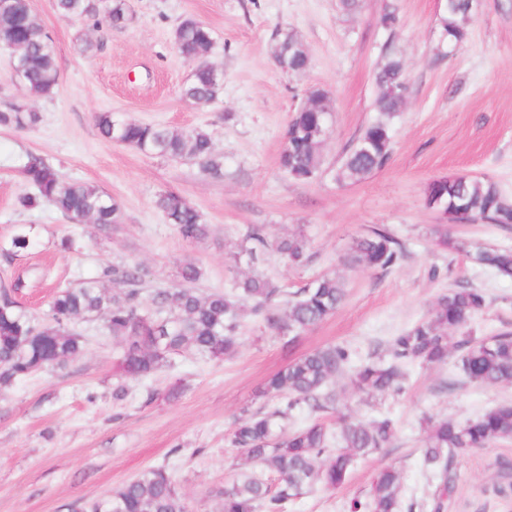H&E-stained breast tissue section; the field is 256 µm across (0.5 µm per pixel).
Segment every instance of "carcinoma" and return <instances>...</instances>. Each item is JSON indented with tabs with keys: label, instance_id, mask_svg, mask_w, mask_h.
<instances>
[{
	"label": "carcinoma",
	"instance_id": "obj_1",
	"mask_svg": "<svg viewBox=\"0 0 512 512\" xmlns=\"http://www.w3.org/2000/svg\"><path fill=\"white\" fill-rule=\"evenodd\" d=\"M59 17L97 28L106 20L113 27L126 25L125 0H54ZM473 0H448L442 19L448 46L458 45L472 19ZM212 30L187 17L173 31V43L182 56L200 57L212 49ZM24 46L21 61L24 87L32 99L48 97L59 83L54 45L32 16L28 0H13L0 11V46ZM275 57L288 62L292 72L306 69L308 56L294 33L280 35ZM379 117L368 125L345 152L336 168L338 182H356L384 167L390 158V122L397 116L408 90L402 60L385 57L375 74ZM183 97L196 103L217 99L212 71L198 68L181 89ZM325 95L310 93L304 112H293L284 135L281 168L293 179L306 182L317 174L323 160L320 142L312 129L324 115ZM39 120L35 112H20L12 105L0 111V125L31 129ZM100 135L146 155L190 159L213 177L224 175V154L215 149L210 133L200 127L172 129L114 118L110 112L94 116ZM23 173L36 190L18 199L23 209L43 203L60 211L72 224L92 222L102 227L120 219L119 204L96 185L68 181L39 156L32 155ZM444 193L448 217L455 221L459 208L472 219L487 224H512V201L487 177L457 175L430 187ZM157 208L187 241H200L208 234L202 214L182 196L166 192L156 199ZM248 239L271 247L290 265L309 259L307 240L298 232L268 243L263 228H252ZM36 244L33 230L23 226L0 249L16 256ZM472 263L512 277V249L457 245ZM405 256L402 244L386 229L372 228L356 239L343 263L352 267L388 270ZM200 269L186 263L180 270L181 287L157 292L152 305L141 297L139 267H105L100 276L84 279L58 290L42 322L31 319L9 290L0 295V384H10L40 369L61 367L78 358L85 342L73 325L82 319L102 317L108 335L119 346L118 369L124 379L143 381L167 365L174 354L192 351L221 359L240 346L241 307L279 336L295 337L331 316L345 301V283L323 275L295 292L285 293L257 275L239 278L228 292L201 294L192 287ZM119 286L108 293L105 282ZM486 306L485 293L476 288H450L441 294L429 316L393 337L383 356H370L352 363L351 351L343 345L316 349L288 363L269 377L260 395L278 400L269 411H257L234 422L230 447L245 456L254 468L237 474L219 491L221 512H287L288 505L318 486L335 489L344 484L353 463L381 454L389 448L396 423L388 414L369 420L339 418L337 431L314 419L291 429L293 412L310 415L335 409L336 395L329 385L347 377L351 386L368 398L403 392L411 364L446 365L450 351L458 352L456 368L467 380L487 385H512V330L489 338L471 335L456 339L448 330L466 328ZM500 440H512V402L499 404L474 420L442 419L431 423L424 439L422 465L438 478L433 512H442L444 500L457 480V458ZM401 473L382 468L366 501H356L351 512H400ZM80 512H189L184 494L164 466L145 469L112 491L111 495L81 506Z\"/></svg>",
	"mask_w": 512,
	"mask_h": 512
}]
</instances>
